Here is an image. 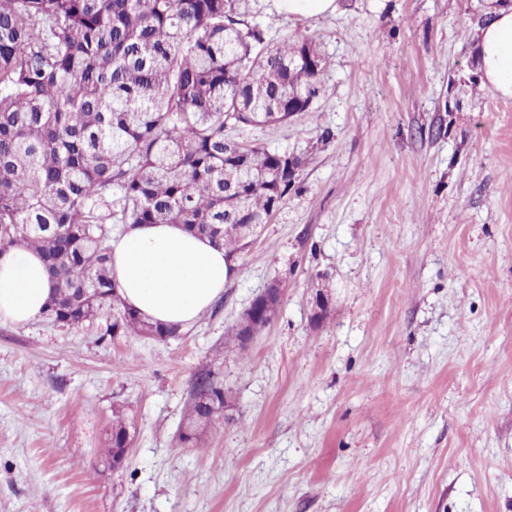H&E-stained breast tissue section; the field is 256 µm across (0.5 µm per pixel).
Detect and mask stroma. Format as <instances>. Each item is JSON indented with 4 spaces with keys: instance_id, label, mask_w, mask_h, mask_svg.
Segmentation results:
<instances>
[{
    "instance_id": "35a3bbf8",
    "label": "stroma",
    "mask_w": 512,
    "mask_h": 512,
    "mask_svg": "<svg viewBox=\"0 0 512 512\" xmlns=\"http://www.w3.org/2000/svg\"><path fill=\"white\" fill-rule=\"evenodd\" d=\"M494 6L240 0L267 42L301 33L325 60L307 111L226 131L299 157L295 182L179 335H104L108 306L0 322V512H512V98L475 45ZM274 284L276 316L241 346ZM206 371L229 407L185 445ZM275 8L288 14L317 17L335 12V0H272Z\"/></svg>"
}]
</instances>
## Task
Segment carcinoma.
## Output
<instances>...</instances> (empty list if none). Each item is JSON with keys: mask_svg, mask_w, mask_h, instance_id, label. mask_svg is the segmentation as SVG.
Returning a JSON list of instances; mask_svg holds the SVG:
<instances>
[{"mask_svg": "<svg viewBox=\"0 0 512 512\" xmlns=\"http://www.w3.org/2000/svg\"><path fill=\"white\" fill-rule=\"evenodd\" d=\"M236 2L0 0V252L40 253L58 322L79 326L109 303L105 336L179 335L116 293L112 218L181 224L234 258L249 247L244 225L266 223L288 193L298 157L224 130L306 111L323 59L299 34L265 44ZM306 52L315 65L288 67ZM224 397L197 377L183 443L198 445ZM126 434L116 417L107 454Z\"/></svg>", "mask_w": 512, "mask_h": 512, "instance_id": "1", "label": "carcinoma"}]
</instances>
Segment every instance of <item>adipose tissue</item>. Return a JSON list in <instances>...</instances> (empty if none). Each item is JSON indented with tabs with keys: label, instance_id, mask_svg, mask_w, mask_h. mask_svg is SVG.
<instances>
[{
	"label": "adipose tissue",
	"instance_id": "ef3b65f1",
	"mask_svg": "<svg viewBox=\"0 0 512 512\" xmlns=\"http://www.w3.org/2000/svg\"><path fill=\"white\" fill-rule=\"evenodd\" d=\"M482 78L512 98V7L497 8L476 34ZM117 292L151 321L185 328L221 298L234 263L207 239L178 224H129L110 242ZM52 293L41 256L12 249L0 254V321L25 325L39 318Z\"/></svg>",
	"mask_w": 512,
	"mask_h": 512
}]
</instances>
